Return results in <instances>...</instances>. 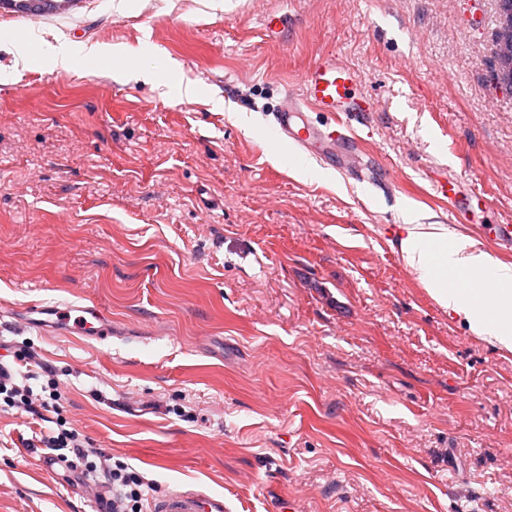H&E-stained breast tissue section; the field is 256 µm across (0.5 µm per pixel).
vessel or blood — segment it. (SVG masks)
I'll return each mask as SVG.
<instances>
[{"mask_svg": "<svg viewBox=\"0 0 512 512\" xmlns=\"http://www.w3.org/2000/svg\"><path fill=\"white\" fill-rule=\"evenodd\" d=\"M356 76L335 55L320 56L303 71L299 93L286 94L275 110L272 126L275 133L292 143L303 155H313L323 160H335L336 166L351 177L364 180L375 176L372 162L353 139L330 127H319L308 122L310 112H330L337 117L350 118L373 111L374 101L359 97L355 92ZM436 195L448 201V216L452 223L466 220L473 204L486 202V194L472 184L445 175L432 177ZM30 314L52 317L53 329L74 333L82 337L104 339L112 334V320L101 307L91 304L81 306L78 316L56 306L32 304ZM149 512H226L223 498L200 490L175 491L151 500Z\"/></svg>", "mask_w": 512, "mask_h": 512, "instance_id": "1", "label": "vessel or blood"}]
</instances>
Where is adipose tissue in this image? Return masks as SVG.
Listing matches in <instances>:
<instances>
[{"instance_id":"1","label":"adipose tissue","mask_w":512,"mask_h":512,"mask_svg":"<svg viewBox=\"0 0 512 512\" xmlns=\"http://www.w3.org/2000/svg\"><path fill=\"white\" fill-rule=\"evenodd\" d=\"M0 50L14 55L19 63L50 71H69L81 63L93 69L107 63L122 66L133 78L155 74L145 55L120 45H60L35 54L26 37L4 32ZM403 220L399 249L420 283L442 308L462 316L478 336L511 350L512 264L493 258L467 236L449 237L445 225L422 223L416 212H405ZM476 278L486 282L483 292L464 288V281Z\"/></svg>"}]
</instances>
